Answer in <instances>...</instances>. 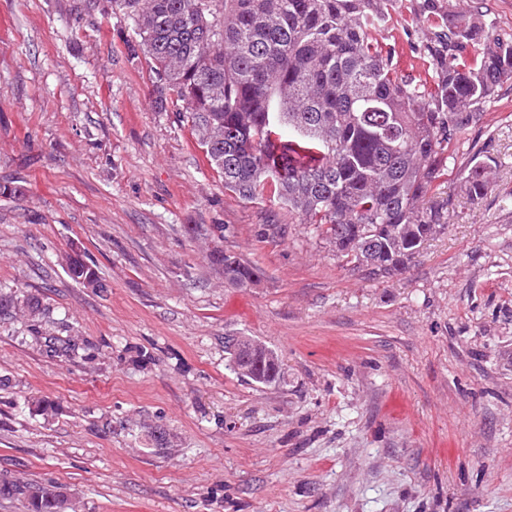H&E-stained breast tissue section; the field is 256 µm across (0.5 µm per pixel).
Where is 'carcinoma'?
<instances>
[{
    "instance_id": "1",
    "label": "carcinoma",
    "mask_w": 512,
    "mask_h": 512,
    "mask_svg": "<svg viewBox=\"0 0 512 512\" xmlns=\"http://www.w3.org/2000/svg\"><path fill=\"white\" fill-rule=\"evenodd\" d=\"M400 0H84L87 16L121 11L134 24L131 54L150 63L154 104L191 120L224 189L243 200L268 193L303 224L323 230L350 269L371 279L402 273L444 223L449 203H429L448 178L456 131L512 81V34L499 33L481 4L459 12L423 0L408 20ZM427 31L410 42L424 78L399 76L382 33L410 24ZM488 159L475 157L461 188L472 201L489 191ZM210 260L235 286L257 271L215 249ZM70 278L102 283L77 253ZM47 352L73 357L79 344L46 340ZM229 367L263 385L281 380L266 365L240 371L249 352L237 339ZM0 498L28 512H62L55 483L0 480Z\"/></svg>"
}]
</instances>
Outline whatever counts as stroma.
I'll use <instances>...</instances> for the list:
<instances>
[{
  "label": "stroma",
  "instance_id": "1",
  "mask_svg": "<svg viewBox=\"0 0 512 512\" xmlns=\"http://www.w3.org/2000/svg\"><path fill=\"white\" fill-rule=\"evenodd\" d=\"M75 6L0 0V183L23 185L0 197V294L46 309L0 315V474L75 512H512V81L429 194L446 223L372 280L283 201L225 190L191 122L156 110L130 21ZM482 153L474 203L458 178ZM75 246L102 288L68 275ZM216 246L258 281L225 283ZM233 335L283 382L239 379Z\"/></svg>",
  "mask_w": 512,
  "mask_h": 512
}]
</instances>
